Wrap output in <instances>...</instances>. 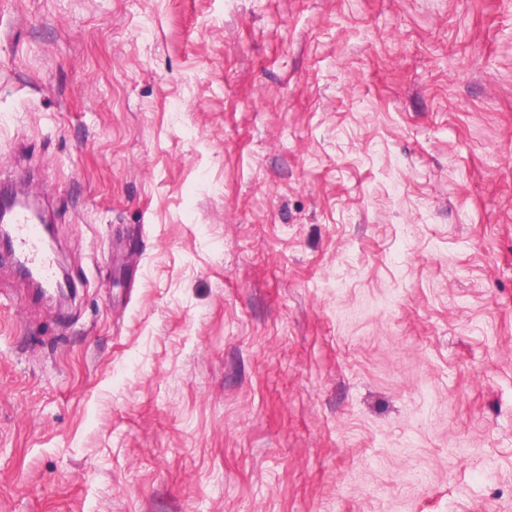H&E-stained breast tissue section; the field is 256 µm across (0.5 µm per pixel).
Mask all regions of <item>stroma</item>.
<instances>
[{
	"instance_id": "stroma-1",
	"label": "stroma",
	"mask_w": 512,
	"mask_h": 512,
	"mask_svg": "<svg viewBox=\"0 0 512 512\" xmlns=\"http://www.w3.org/2000/svg\"><path fill=\"white\" fill-rule=\"evenodd\" d=\"M0 512H512V0H0ZM10 221L15 253L38 276L42 284L50 288L57 278L56 259L44 246L43 230L38 224H33L29 213L24 209H15Z\"/></svg>"
}]
</instances>
